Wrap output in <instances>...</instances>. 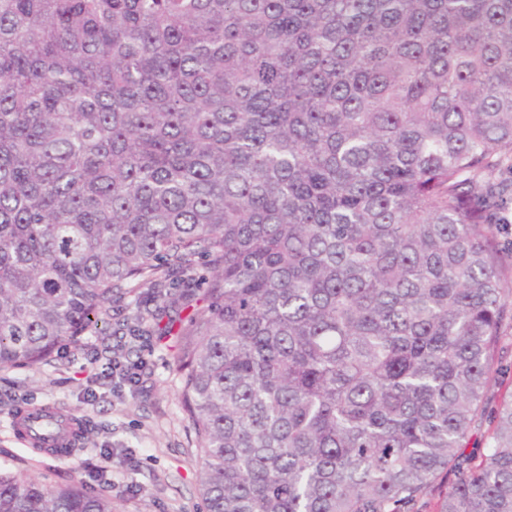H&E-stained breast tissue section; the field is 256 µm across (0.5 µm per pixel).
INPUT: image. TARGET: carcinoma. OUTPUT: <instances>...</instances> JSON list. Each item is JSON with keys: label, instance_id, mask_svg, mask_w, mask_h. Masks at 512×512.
Returning a JSON list of instances; mask_svg holds the SVG:
<instances>
[{"label": "carcinoma", "instance_id": "carcinoma-1", "mask_svg": "<svg viewBox=\"0 0 512 512\" xmlns=\"http://www.w3.org/2000/svg\"><path fill=\"white\" fill-rule=\"evenodd\" d=\"M509 154L512 0H0V368L203 259V512H512ZM497 206L489 211V217L492 223L497 224L498 229V243L499 248L507 255H511V240L512 234L506 225H512V199L510 194H505L503 197H499Z\"/></svg>", "mask_w": 512, "mask_h": 512}]
</instances>
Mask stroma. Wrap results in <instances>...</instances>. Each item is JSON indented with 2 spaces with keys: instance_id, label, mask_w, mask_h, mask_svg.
I'll use <instances>...</instances> for the list:
<instances>
[{
  "instance_id": "obj_1",
  "label": "stroma",
  "mask_w": 512,
  "mask_h": 512,
  "mask_svg": "<svg viewBox=\"0 0 512 512\" xmlns=\"http://www.w3.org/2000/svg\"><path fill=\"white\" fill-rule=\"evenodd\" d=\"M184 302L163 333L114 334L127 310L107 309L79 348L34 368L0 370V466L49 486L77 475L90 492L112 497L114 512H198V443L183 410L176 373L178 331L203 294L200 281L174 270L169 278ZM139 364L136 386L102 377L112 361ZM50 404L77 415L88 434L79 451L61 459L18 441L16 410Z\"/></svg>"
}]
</instances>
